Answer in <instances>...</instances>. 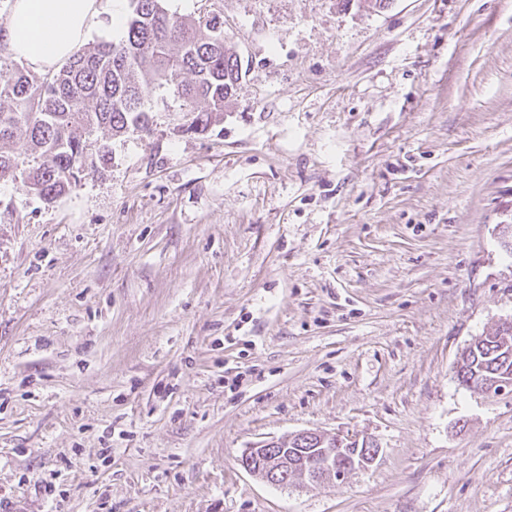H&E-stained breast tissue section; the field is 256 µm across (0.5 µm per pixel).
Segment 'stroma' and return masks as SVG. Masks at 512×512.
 Returning a JSON list of instances; mask_svg holds the SVG:
<instances>
[{
    "label": "stroma",
    "instance_id": "35a3bbf8",
    "mask_svg": "<svg viewBox=\"0 0 512 512\" xmlns=\"http://www.w3.org/2000/svg\"><path fill=\"white\" fill-rule=\"evenodd\" d=\"M163 5L223 15V121L150 86L56 202L0 181V512H512V392L455 373L512 317V0ZM304 430L380 454L239 466ZM320 444L315 448H297L292 461L283 456L288 448H278L283 442L298 446ZM363 441V448H360ZM328 443V447H322ZM370 445L371 448H367ZM337 447V448H336ZM350 449V451H349ZM353 450V451H352ZM379 454L377 445L357 435L320 434L299 431L286 438L269 441L259 448H246L238 459L239 465L249 474L278 487L296 486L298 475L310 483H333L350 472L372 463Z\"/></svg>",
    "mask_w": 512,
    "mask_h": 512
}]
</instances>
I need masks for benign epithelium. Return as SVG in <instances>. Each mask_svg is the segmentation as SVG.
Segmentation results:
<instances>
[{
	"label": "benign epithelium",
	"mask_w": 512,
	"mask_h": 512,
	"mask_svg": "<svg viewBox=\"0 0 512 512\" xmlns=\"http://www.w3.org/2000/svg\"><path fill=\"white\" fill-rule=\"evenodd\" d=\"M377 445L356 435L299 431L284 439L247 448L238 459L249 474L278 487L296 485L298 477L310 483H332L372 463Z\"/></svg>",
	"instance_id": "obj_1"
}]
</instances>
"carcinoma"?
Wrapping results in <instances>:
<instances>
[{
	"label": "carcinoma",
	"mask_w": 512,
	"mask_h": 512,
	"mask_svg": "<svg viewBox=\"0 0 512 512\" xmlns=\"http://www.w3.org/2000/svg\"><path fill=\"white\" fill-rule=\"evenodd\" d=\"M117 44L80 48L55 70L37 74L0 54V181L51 203L97 170L89 136L129 131L148 135L152 116L143 89L168 86L186 103L185 131L205 133L224 119L241 76L240 58L224 45L219 15H177L162 0H132ZM19 149H11L17 137ZM512 375V324L480 336L458 360L461 386Z\"/></svg>",
	"instance_id": "cac0c4a2"
}]
</instances>
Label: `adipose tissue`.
<instances>
[{
	"label": "adipose tissue",
	"instance_id": "ef3b65f1",
	"mask_svg": "<svg viewBox=\"0 0 512 512\" xmlns=\"http://www.w3.org/2000/svg\"><path fill=\"white\" fill-rule=\"evenodd\" d=\"M102 0H14L0 50L29 66L60 67L101 23Z\"/></svg>",
	"mask_w": 512,
	"mask_h": 512
}]
</instances>
